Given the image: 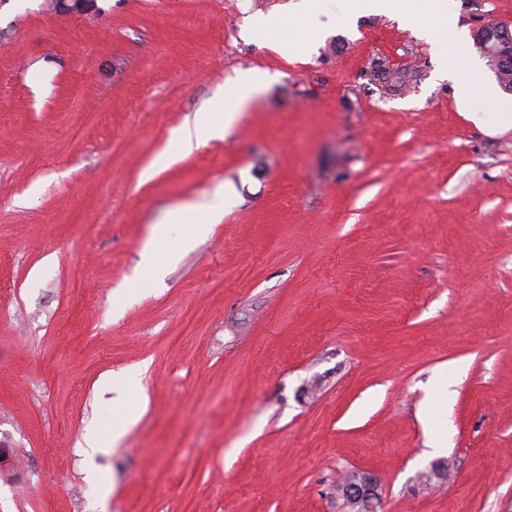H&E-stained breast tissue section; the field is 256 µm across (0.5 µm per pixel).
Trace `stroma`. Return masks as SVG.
<instances>
[{"label": "stroma", "mask_w": 512, "mask_h": 512, "mask_svg": "<svg viewBox=\"0 0 512 512\" xmlns=\"http://www.w3.org/2000/svg\"><path fill=\"white\" fill-rule=\"evenodd\" d=\"M295 2L0 0V512H340L354 470L380 512H512V129L460 106L434 20L251 31ZM454 9L467 52L512 23ZM377 58L417 85L382 93ZM245 69L271 82L230 134L142 179ZM223 196L180 250L168 210ZM159 226L178 257L137 284Z\"/></svg>", "instance_id": "stroma-1"}]
</instances>
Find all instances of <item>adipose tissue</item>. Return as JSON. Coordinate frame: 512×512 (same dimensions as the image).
<instances>
[{
  "mask_svg": "<svg viewBox=\"0 0 512 512\" xmlns=\"http://www.w3.org/2000/svg\"><path fill=\"white\" fill-rule=\"evenodd\" d=\"M369 4L380 7L386 13L398 17L404 24L414 26L422 23L427 15L436 14L443 20L444 30L450 31L453 48L447 49L446 57L453 70L466 72L467 84L459 86L457 93L460 103H469L473 94L483 90L485 83L479 63L470 55L457 52L456 44L464 37L456 32L452 20L450 0H368ZM269 85L267 74L259 71L242 72L232 86L224 90V108L220 121H213L210 113L201 112L192 125L181 128L177 145L182 154H189L204 142L225 137L235 125L242 112ZM224 217L223 203L204 199L187 202L169 209L167 221L185 225L184 245H192L205 225L219 223Z\"/></svg>",
  "mask_w": 512,
  "mask_h": 512,
  "instance_id": "adipose-tissue-1",
  "label": "adipose tissue"
}]
</instances>
